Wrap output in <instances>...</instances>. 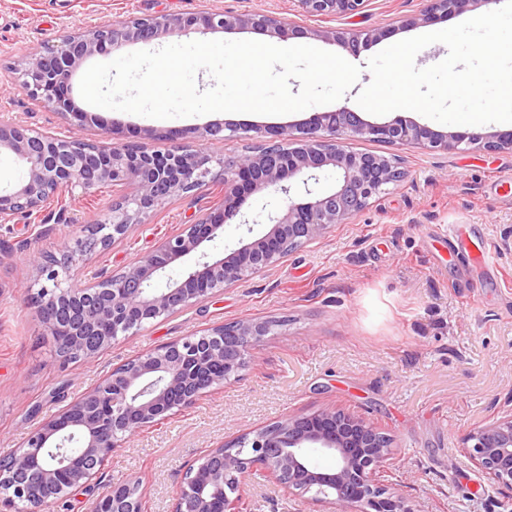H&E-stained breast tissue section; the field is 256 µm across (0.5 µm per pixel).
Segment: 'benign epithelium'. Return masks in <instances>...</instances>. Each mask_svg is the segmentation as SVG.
Here are the masks:
<instances>
[{
  "instance_id": "1",
  "label": "benign epithelium",
  "mask_w": 512,
  "mask_h": 512,
  "mask_svg": "<svg viewBox=\"0 0 512 512\" xmlns=\"http://www.w3.org/2000/svg\"><path fill=\"white\" fill-rule=\"evenodd\" d=\"M300 12L314 17L351 19L366 0H296ZM491 0H426L417 14L399 20V26L432 25L472 4ZM252 29L281 39L318 37L349 53L389 38L397 28L309 29L261 12L206 11L188 15L117 19L82 32H65L55 47L27 56L20 72L32 89L50 92L49 103L61 110L69 128H82L88 111L77 106L73 79L91 57L109 55L127 45L149 43L170 34L231 33ZM234 136L233 124L207 125L197 141L208 142L224 131ZM271 148L249 152L224 162V196L204 218L188 225L143 253L123 269L106 275L84 266L83 283L61 285L53 262L37 257L33 264L53 287H42L33 298L47 329L56 332L68 306L82 313L69 318V335L58 339L60 356L89 359L112 345L120 335L139 328L143 317L153 320L197 305L224 288L256 274L284 258L301 243L323 237L329 229L352 218L369 200L401 178V169L389 157L357 152L351 139H369L420 149H479L512 152V130L484 136L470 132H441L410 120L371 123L347 106L317 113L299 125L254 128ZM119 140L91 144L73 136L38 133L13 118H0V151L20 160L25 179L10 192H0V224L18 215H32L59 192L80 198L100 183L132 192L112 201L97 225L105 241L126 235L159 205L189 194L206 182L209 158L197 146L175 142L165 151H149L140 140L151 135L141 128H112ZM336 173L328 189H314L327 167ZM272 189L282 195L279 207L268 213L272 224L265 234L241 244L227 256L209 259L206 248L224 225L240 212L253 194ZM197 256L179 279H158L174 262ZM266 335V324L241 319L231 329L219 325L201 335L172 341L112 371L95 387L41 423L26 441L0 461V507L8 512L18 502L28 512L44 508L85 487L127 439L153 426L175 409L196 404L220 389L246 365L250 348ZM463 451L500 492L512 494V412L482 424L465 439ZM330 455L336 467L321 471L313 454ZM51 455L52 467L40 459ZM394 465V449L373 424L340 409H323L306 417H290L247 439L246 448L210 450L189 470L176 497L174 512H239L246 477L259 467L284 489L313 493L312 501L332 506V512H414L398 491L390 492L381 478ZM93 512H142L139 484L112 483L93 506Z\"/></svg>"
}]
</instances>
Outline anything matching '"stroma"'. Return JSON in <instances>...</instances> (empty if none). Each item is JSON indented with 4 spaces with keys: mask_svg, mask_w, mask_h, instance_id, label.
<instances>
[{
    "mask_svg": "<svg viewBox=\"0 0 512 512\" xmlns=\"http://www.w3.org/2000/svg\"><path fill=\"white\" fill-rule=\"evenodd\" d=\"M425 0H368L352 26L395 24ZM210 10L263 12L311 29L333 18L300 13L295 0H0V115L29 128L65 134L52 106L32 97L16 74L21 59L53 47L62 29L85 30L129 17ZM77 130L102 141L112 124L149 128L143 144L172 148L166 134L193 140L210 123L299 124L310 111L286 115L213 113L153 119L91 107ZM254 134L214 140L204 185L172 199L132 227L126 238L77 257L61 276L79 284L85 265L122 269L166 237L180 233L222 198L225 160L260 145ZM353 150L397 156L405 176L347 223L292 249L266 270L225 288L184 312L161 317L89 360L65 362L30 304L45 283L32 255L63 258L65 245L89 237L112 203L111 189L49 199L37 215L0 224V458L45 418L58 413L112 370L219 324L253 318L270 331L252 346L238 378L132 438L113 454L91 485L43 512H92L96 497L117 480L138 482L146 512H171L189 466L211 448L233 444L287 416L326 407L366 417L387 435L397 460L383 486L399 489L416 512H512V497L492 486L460 450L468 433L491 421L512 396V254L501 249L512 230V153L421 150L354 139ZM263 190L241 207L215 241L213 257L265 233ZM51 235H42L43 225ZM466 224L474 244L489 241L491 266H468L453 254L448 228ZM242 512H313L309 495L285 492L260 472L248 480Z\"/></svg>",
    "mask_w": 512,
    "mask_h": 512,
    "instance_id": "stroma-1",
    "label": "stroma"
}]
</instances>
